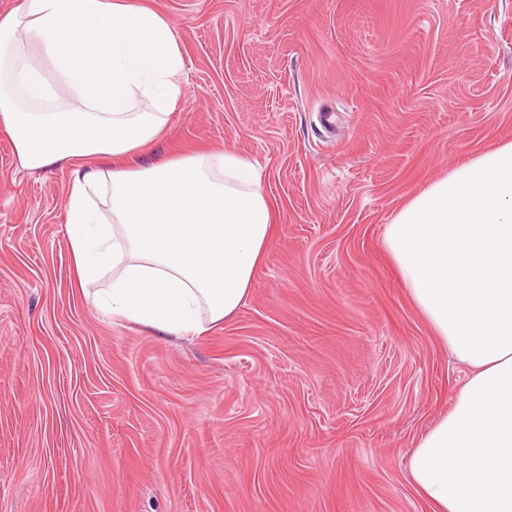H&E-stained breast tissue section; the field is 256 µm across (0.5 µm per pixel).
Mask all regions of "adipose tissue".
<instances>
[{
    "mask_svg": "<svg viewBox=\"0 0 512 512\" xmlns=\"http://www.w3.org/2000/svg\"><path fill=\"white\" fill-rule=\"evenodd\" d=\"M184 61L168 18L141 0H16L0 14V133L24 169L69 166L64 229L80 286L115 319L200 336L249 294L277 211L236 153L142 161L185 93ZM384 242L465 371L410 456L415 491L429 512H512V142L415 194Z\"/></svg>",
    "mask_w": 512,
    "mask_h": 512,
    "instance_id": "ef3b65f1",
    "label": "adipose tissue"
}]
</instances>
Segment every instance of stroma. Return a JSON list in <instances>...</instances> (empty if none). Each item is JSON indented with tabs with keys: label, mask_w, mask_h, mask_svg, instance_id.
Instances as JSON below:
<instances>
[{
	"label": "stroma",
	"mask_w": 512,
	"mask_h": 512,
	"mask_svg": "<svg viewBox=\"0 0 512 512\" xmlns=\"http://www.w3.org/2000/svg\"><path fill=\"white\" fill-rule=\"evenodd\" d=\"M185 50L151 152L232 150L278 224L233 317L112 319L64 230L68 168L0 135V512H428L408 459L463 368L384 229L512 141V0H146Z\"/></svg>",
	"instance_id": "stroma-1"
}]
</instances>
